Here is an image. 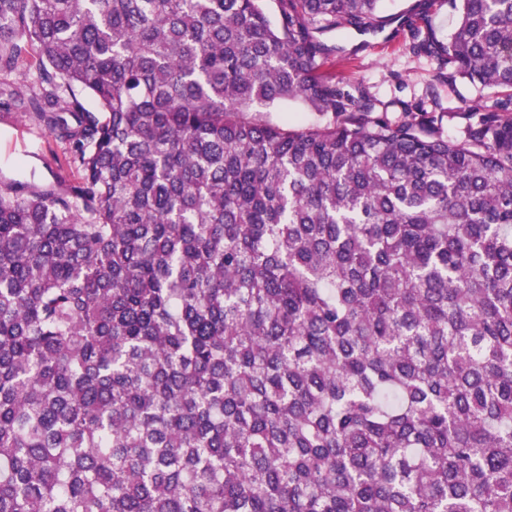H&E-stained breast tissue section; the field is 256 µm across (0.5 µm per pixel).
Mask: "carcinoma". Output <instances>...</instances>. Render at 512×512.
I'll return each mask as SVG.
<instances>
[{
    "label": "carcinoma",
    "mask_w": 512,
    "mask_h": 512,
    "mask_svg": "<svg viewBox=\"0 0 512 512\" xmlns=\"http://www.w3.org/2000/svg\"><path fill=\"white\" fill-rule=\"evenodd\" d=\"M379 2L0 0L78 170L0 186V512H512V93L322 73ZM448 6L409 50L512 90V0ZM257 116L272 122L287 124L289 127H305L322 120L317 112H305L298 106L290 107L288 112H257Z\"/></svg>",
    "instance_id": "cac0c4a2"
}]
</instances>
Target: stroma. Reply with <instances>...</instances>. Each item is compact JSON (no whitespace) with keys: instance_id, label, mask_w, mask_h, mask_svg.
Returning <instances> with one entry per match:
<instances>
[{"instance_id":"stroma-1","label":"stroma","mask_w":512,"mask_h":512,"mask_svg":"<svg viewBox=\"0 0 512 512\" xmlns=\"http://www.w3.org/2000/svg\"><path fill=\"white\" fill-rule=\"evenodd\" d=\"M416 0H382L381 11L390 24L381 32H335L327 37L337 47L335 55L323 66L325 73L346 84H363L380 101L387 104L391 118L400 119L402 104L438 105L443 116L440 130L449 139H460L469 122L468 115L458 113L460 101L477 108L490 106L503 98L504 89L484 87L457 79L454 89L434 80L435 59L410 54L405 48L409 25L431 27L437 38L447 40L456 26V15L434 0L427 13L414 12ZM16 78L0 86V184L21 183L31 190L56 188L72 181L74 168L66 162L63 143L25 112L8 102L17 90Z\"/></svg>"}]
</instances>
